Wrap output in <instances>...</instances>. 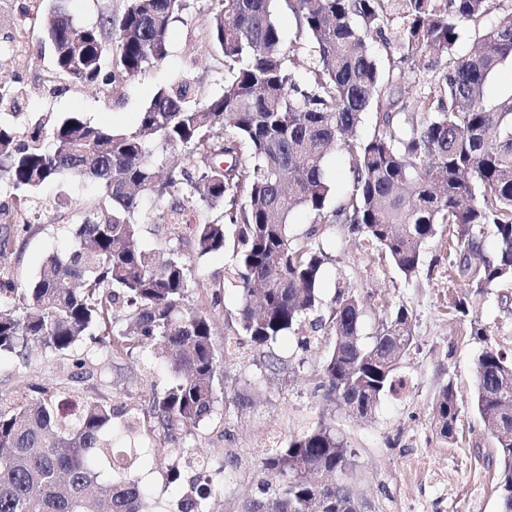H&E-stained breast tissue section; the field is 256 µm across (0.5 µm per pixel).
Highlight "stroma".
I'll list each match as a JSON object with an SVG mask.
<instances>
[{
    "label": "stroma",
    "instance_id": "obj_1",
    "mask_svg": "<svg viewBox=\"0 0 512 512\" xmlns=\"http://www.w3.org/2000/svg\"><path fill=\"white\" fill-rule=\"evenodd\" d=\"M30 0H0V39L22 33L26 62L15 66L0 58V84L26 86L30 96L21 111L36 116L53 113L63 119L77 116L93 123L129 129L155 93L186 75L195 84L200 99L217 93L223 85L224 68L206 50L207 14L201 0H186L187 9L169 33L166 59L141 76L117 77L110 91L94 86L75 87L60 83L56 92L44 89L50 54L40 23L29 19ZM64 192L67 202L53 210L34 211L29 220L32 234L0 253V269L13 274L18 286H26L46 257L65 252L71 238L65 228L70 204L88 202L94 188L76 178L62 177L45 187L48 195ZM320 244L330 256L320 279L324 301H332L339 287L370 295L374 304L394 309L405 306L412 315L415 341L396 374L403 388L385 396L371 419L362 420L337 411L333 423L354 452L356 488L371 505L370 512H499L494 490L495 467L487 461L490 435L473 407L476 362L485 346L512 353V279L482 292H474L460 277L447 242L433 238L423 248L419 273L413 280L379 256L375 245L343 231L327 232ZM234 263L231 251L207 256L196 266L203 284L224 283L225 312L239 307V291L227 276ZM468 295L470 314L487 330L486 338L471 335L468 322L455 318L449 305L455 297ZM319 342L310 351L297 346L293 335L281 337L277 353L303 358L301 370L288 382L263 377L253 361L231 362L226 370L249 382L256 401L246 414L215 417L193 429L188 440L196 457L211 465L208 500L212 512H236L241 500L254 490L251 456L257 455L271 434H288L312 427L324 408L313 379L322 355L332 343L329 331L318 333ZM68 361L48 355L22 363L12 356L0 358V390L32 392L34 387L63 384L88 392L111 394L123 411L147 417L154 396L162 394L173 380L167 365L150 351L139 350L121 360H101L94 365V378L79 381L71 376ZM457 392L462 421L456 443H441L432 426L431 404L443 384ZM238 449L244 463L233 481L224 479L228 449ZM175 457L155 443L140 448L135 474L161 512H180L182 502L194 494L196 471L181 466L178 479L166 471Z\"/></svg>",
    "mask_w": 512,
    "mask_h": 512
}]
</instances>
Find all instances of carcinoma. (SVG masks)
Masks as SVG:
<instances>
[{
  "label": "carcinoma",
  "mask_w": 512,
  "mask_h": 512,
  "mask_svg": "<svg viewBox=\"0 0 512 512\" xmlns=\"http://www.w3.org/2000/svg\"><path fill=\"white\" fill-rule=\"evenodd\" d=\"M206 39L227 76L222 92L194 101L186 80L163 87L131 130L68 117L32 123L0 114V186L15 200L0 207V224L31 232L28 214L53 209L41 189L62 174L91 183L94 202L71 213L72 238L51 254L26 288L0 278V355L27 362L51 354L92 375L76 346L87 336L99 358L150 348L170 363L171 385L151 406L152 423L129 430L162 433L196 469L184 430L215 413L224 388L221 365L246 359L286 380L298 364L272 347L305 326L334 335L315 374L328 411L371 416L395 391V371L412 349L407 308L378 307L371 342L360 341L367 299L339 292L326 306L320 292L329 260L319 238L341 225L374 242L406 278L416 276L422 246L448 225L456 229L459 275L476 290L512 278V96L484 101L489 76L512 61V11L475 33L457 56L458 29L477 24L494 0H207ZM291 11L309 40V76L288 67L275 6ZM183 0H127L121 13L100 6L98 19L77 22L54 0L42 12L51 46L49 81L112 85L134 78L168 55L171 25ZM397 52L378 63L371 43L385 41L393 20ZM428 62L437 82L411 100L399 85ZM369 134L354 129L367 110ZM350 162L346 197L328 207L333 189L325 162L334 152ZM180 154L192 169L169 164ZM314 218L293 232L291 211ZM163 210L160 247L144 249L140 226ZM197 214L185 222L187 212ZM494 228L497 250L482 239ZM232 246L240 294L224 318V351L213 342L223 287L197 285L194 259ZM190 247L194 257L184 255ZM474 407L494 439L499 512H512V355L486 347L477 359ZM224 399L237 412L252 407L245 390ZM121 411L112 397L80 396L55 387L28 400L0 391V512H147L144 488L119 462L108 432ZM461 410L452 384L432 403L443 443L455 439ZM352 451L326 414L315 426L277 441L258 462V493L240 512H355ZM210 484L199 485L181 512H208Z\"/></svg>",
  "instance_id": "1"
}]
</instances>
